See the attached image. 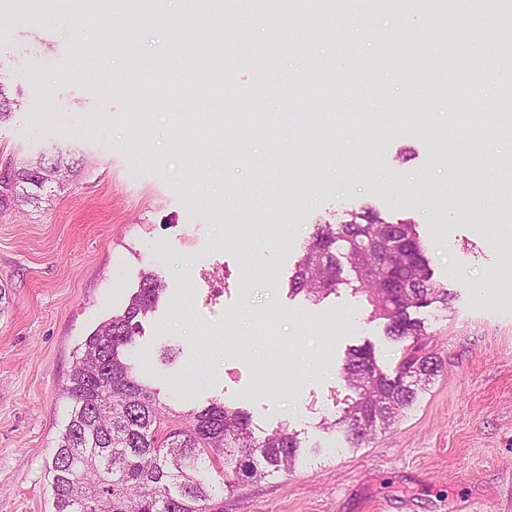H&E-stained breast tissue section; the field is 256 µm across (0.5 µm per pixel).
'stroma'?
Wrapping results in <instances>:
<instances>
[{"label":"stroma","mask_w":512,"mask_h":512,"mask_svg":"<svg viewBox=\"0 0 512 512\" xmlns=\"http://www.w3.org/2000/svg\"><path fill=\"white\" fill-rule=\"evenodd\" d=\"M454 4L375 14L356 40L307 6L286 29L247 0L216 14L186 0L109 12L0 0V83L17 102L0 123V166L52 148L79 160L48 200L0 210V512H53L59 391L148 271L165 290L135 360L161 401L177 416L221 402L256 432L283 425L303 443L290 472L225 495L224 512H512V136H453L457 111L407 81L431 49L467 67L469 37L443 40ZM214 46L215 94L170 86ZM325 49L349 70H324ZM298 71L307 91L284 96ZM343 81L359 96L337 92ZM356 110L365 132L342 127ZM215 112L246 120L215 128ZM324 123L327 138L314 131ZM474 168L482 182L466 183ZM368 208L416 224L455 298L417 313L441 372L352 448L331 426L355 397L340 376L348 349L372 346L391 375L406 344L351 288L314 301L290 280L316 225Z\"/></svg>","instance_id":"35a3bbf8"}]
</instances>
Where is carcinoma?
<instances>
[{"label": "carcinoma", "mask_w": 512, "mask_h": 512, "mask_svg": "<svg viewBox=\"0 0 512 512\" xmlns=\"http://www.w3.org/2000/svg\"><path fill=\"white\" fill-rule=\"evenodd\" d=\"M494 48L501 64L512 60L511 28L497 32ZM482 79L479 72L469 75L463 103L478 95ZM509 127L512 110L501 108L486 117L466 116L455 134L479 139ZM21 166L25 180L0 193L3 208L12 197L41 202L53 176L64 179L72 172L58 155ZM368 239L384 248H361ZM346 270L348 278L342 277ZM339 285L364 296L370 317L384 321L394 340L418 341L424 322L411 317V311L448 309L455 298L432 280L416 225L388 222L371 209L318 227L291 279L292 292L314 298ZM162 293V279L144 274L124 311L86 338L71 367L62 393L72 408L47 468L54 512H224V492L295 465L301 448L296 433L281 426L258 438L246 412L218 403L184 415L179 426L159 433L171 408L136 375L133 349L141 319L154 311ZM419 350L409 348L391 377L371 346L348 349L341 375L356 398L333 425L350 445L359 448L377 430L398 422L440 371L439 360L419 356ZM212 465L224 468L222 488L208 480Z\"/></svg>", "instance_id": "1"}]
</instances>
